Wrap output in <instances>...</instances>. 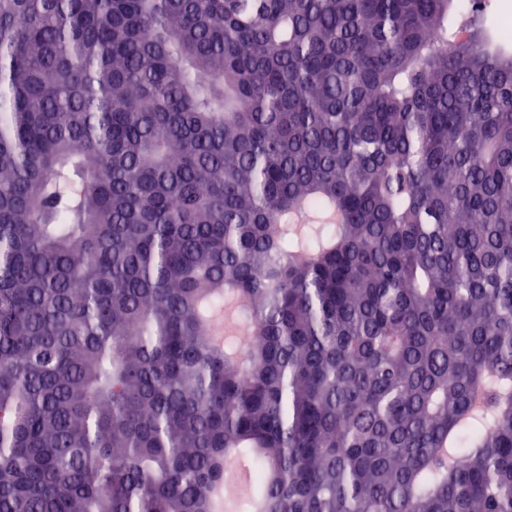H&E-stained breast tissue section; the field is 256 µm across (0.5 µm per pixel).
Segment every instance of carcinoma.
I'll return each instance as SVG.
<instances>
[{
    "mask_svg": "<svg viewBox=\"0 0 512 512\" xmlns=\"http://www.w3.org/2000/svg\"><path fill=\"white\" fill-rule=\"evenodd\" d=\"M488 2L0 0V512H512Z\"/></svg>",
    "mask_w": 512,
    "mask_h": 512,
    "instance_id": "1",
    "label": "carcinoma"
}]
</instances>
